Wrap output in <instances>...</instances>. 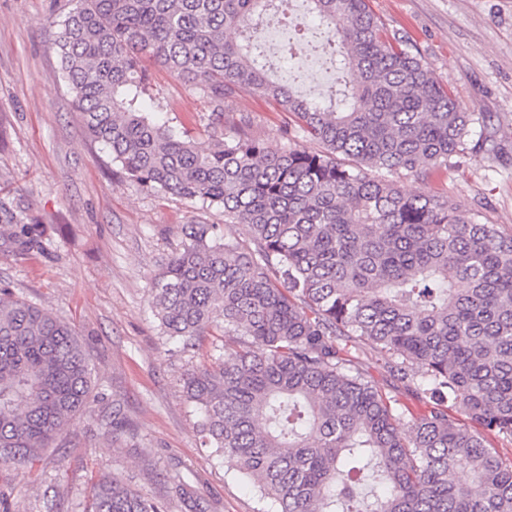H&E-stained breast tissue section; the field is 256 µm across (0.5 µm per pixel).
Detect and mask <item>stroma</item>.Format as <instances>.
Wrapping results in <instances>:
<instances>
[{"label":"stroma","instance_id":"1","mask_svg":"<svg viewBox=\"0 0 512 512\" xmlns=\"http://www.w3.org/2000/svg\"><path fill=\"white\" fill-rule=\"evenodd\" d=\"M385 32L406 40L460 107L486 114L470 140L494 139L497 154L461 156L425 180L401 175L406 191H427L477 211L512 232V0H369ZM68 0H0V286L54 312L75 328L94 370L90 416L75 420L52 448L23 467L0 464V498L13 512H86L96 479L125 486L184 512L174 480L190 482L208 512H277L216 449L204 447L183 379L206 349L182 350L162 336L148 286L179 247L186 224H219L245 239L218 208H206L127 181L85 135L61 77L49 18ZM152 94L175 125L208 147L210 106L166 71L153 72ZM246 113L251 133L283 144L292 117L274 101L239 93L227 113ZM44 225L50 256L17 254L5 236L9 218ZM348 356L367 377L420 415L425 405L390 378L370 346ZM120 403L130 431L102 434L94 417Z\"/></svg>","mask_w":512,"mask_h":512}]
</instances>
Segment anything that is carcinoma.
Returning a JSON list of instances; mask_svg holds the SVG:
<instances>
[{
	"instance_id": "carcinoma-1",
	"label": "carcinoma",
	"mask_w": 512,
	"mask_h": 512,
	"mask_svg": "<svg viewBox=\"0 0 512 512\" xmlns=\"http://www.w3.org/2000/svg\"><path fill=\"white\" fill-rule=\"evenodd\" d=\"M55 46L89 139L125 178L224 212L187 224L149 286L162 333L212 354L184 378L204 446L216 448L280 512H512V233L445 196L409 194L468 151L484 122L464 112L422 57L383 34L368 0H71ZM313 17L334 84L316 100L282 84L263 47L272 21L300 40ZM158 66L198 90L223 122L240 92L274 99L293 137L272 146L241 115L206 149L152 105ZM20 255L44 229L14 220ZM262 346L256 353L249 340ZM367 342L386 372L428 405L406 419L346 358ZM93 373L76 331L0 289V463L20 467L88 414ZM454 407L464 422L448 413ZM97 425L128 429L119 403ZM466 468L470 483L456 482ZM373 472L380 492L360 495ZM173 493L202 512L192 486ZM88 512H163L116 479Z\"/></svg>"
}]
</instances>
